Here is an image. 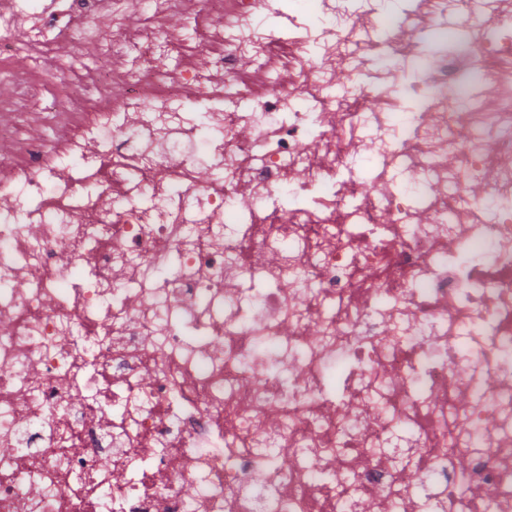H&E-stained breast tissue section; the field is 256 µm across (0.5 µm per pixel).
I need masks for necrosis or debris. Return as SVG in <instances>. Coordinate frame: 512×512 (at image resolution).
<instances>
[{"instance_id":"4bbe7bcc","label":"necrosis or debris","mask_w":512,"mask_h":512,"mask_svg":"<svg viewBox=\"0 0 512 512\" xmlns=\"http://www.w3.org/2000/svg\"><path fill=\"white\" fill-rule=\"evenodd\" d=\"M330 2L64 0L72 55L136 11L131 42L164 61L72 70L99 108L59 97L79 133L52 157L18 136L43 88L10 63H54L51 18L0 9V512H512V8L343 0L338 27ZM451 8L465 55L410 40ZM299 15L330 42L296 38L287 80L241 78L244 25ZM226 81L251 111H225ZM204 160L222 185L191 181Z\"/></svg>"}]
</instances>
